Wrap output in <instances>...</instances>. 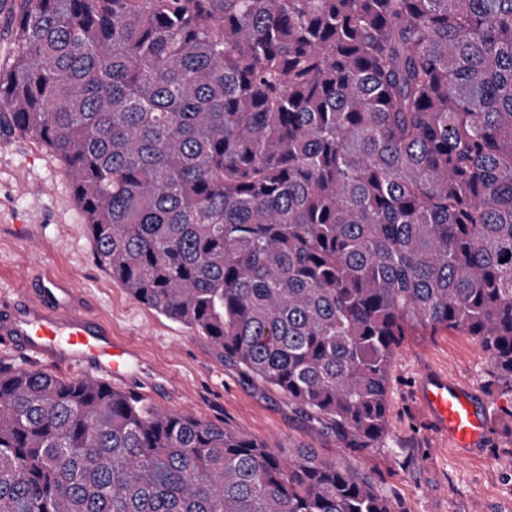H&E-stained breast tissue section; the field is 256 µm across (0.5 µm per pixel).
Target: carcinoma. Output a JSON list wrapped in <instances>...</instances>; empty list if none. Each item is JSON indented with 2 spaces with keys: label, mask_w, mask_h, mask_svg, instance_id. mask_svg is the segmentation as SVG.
Returning a JSON list of instances; mask_svg holds the SVG:
<instances>
[{
  "label": "carcinoma",
  "mask_w": 512,
  "mask_h": 512,
  "mask_svg": "<svg viewBox=\"0 0 512 512\" xmlns=\"http://www.w3.org/2000/svg\"><path fill=\"white\" fill-rule=\"evenodd\" d=\"M0 132L64 164L100 264L343 447L414 328L512 391V0H20ZM0 512H395L300 448L0 367Z\"/></svg>",
  "instance_id": "carcinoma-1"
}]
</instances>
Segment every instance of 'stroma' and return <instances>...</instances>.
Segmentation results:
<instances>
[{
  "label": "stroma",
  "mask_w": 512,
  "mask_h": 512,
  "mask_svg": "<svg viewBox=\"0 0 512 512\" xmlns=\"http://www.w3.org/2000/svg\"><path fill=\"white\" fill-rule=\"evenodd\" d=\"M81 290L116 340L138 356L133 382L161 409L244 431L288 455L299 447L366 477L397 512H512V391L494 381L472 336L416 329L391 372L384 441L354 452L309 423L283 394L226 365L206 338L135 300L102 269L62 162L32 139L0 133V294L37 286L41 271ZM442 376L476 400L486 434L460 451L422 404Z\"/></svg>",
  "instance_id": "1"
}]
</instances>
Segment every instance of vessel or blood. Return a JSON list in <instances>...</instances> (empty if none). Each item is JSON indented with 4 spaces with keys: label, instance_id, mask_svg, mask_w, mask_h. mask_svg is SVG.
<instances>
[{
    "label": "vessel or blood",
    "instance_id": "1",
    "mask_svg": "<svg viewBox=\"0 0 512 512\" xmlns=\"http://www.w3.org/2000/svg\"><path fill=\"white\" fill-rule=\"evenodd\" d=\"M39 282L21 289L16 300L0 301V344L51 364H76L110 380L123 379L134 350L113 341L111 327L91 314L73 288L47 273ZM422 401L458 447L480 444L483 423L467 390L432 378L423 386Z\"/></svg>",
    "mask_w": 512,
    "mask_h": 512
}]
</instances>
